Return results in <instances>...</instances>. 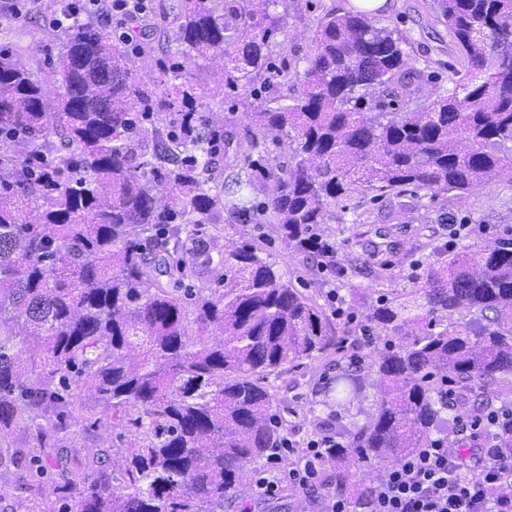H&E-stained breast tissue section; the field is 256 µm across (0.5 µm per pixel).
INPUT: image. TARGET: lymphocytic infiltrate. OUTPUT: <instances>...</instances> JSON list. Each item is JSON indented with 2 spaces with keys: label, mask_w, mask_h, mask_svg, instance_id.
I'll use <instances>...</instances> for the list:
<instances>
[{
  "label": "lymphocytic infiltrate",
  "mask_w": 512,
  "mask_h": 512,
  "mask_svg": "<svg viewBox=\"0 0 512 512\" xmlns=\"http://www.w3.org/2000/svg\"><path fill=\"white\" fill-rule=\"evenodd\" d=\"M511 424V402L459 417L458 435L486 444L476 476L463 474L456 450L447 440L434 439L389 469L359 503L340 493L324 494L323 512H356L360 507L365 512H512V493L494 498L488 494L489 488L512 484V454L499 446L501 429ZM336 445L330 432L302 447L281 438L271 467L255 480L257 494L273 497L288 483L304 495L315 494L322 484L326 451Z\"/></svg>",
  "instance_id": "lymphocytic-infiltrate-1"
}]
</instances>
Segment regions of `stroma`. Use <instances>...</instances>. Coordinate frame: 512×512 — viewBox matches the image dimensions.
I'll use <instances>...</instances> for the list:
<instances>
[{
	"label": "stroma",
	"instance_id": "stroma-1",
	"mask_svg": "<svg viewBox=\"0 0 512 512\" xmlns=\"http://www.w3.org/2000/svg\"><path fill=\"white\" fill-rule=\"evenodd\" d=\"M348 0H279L277 12L285 15L287 26L278 45L271 48L272 69L257 82L251 96L253 107H261L271 96L290 99L302 85L298 73L306 67L312 37L327 14H345ZM179 0H151L149 16L162 33L154 42L151 63H136L132 79L150 83L158 62L176 58L178 45L165 35L178 12ZM52 10L45 0H27L23 16L15 22L0 21V49L17 43L33 48L36 56L56 57L59 31L52 25ZM380 25L399 30L407 39V65L424 70L427 79L420 90L421 102L435 100L452 90V71L458 65L457 50L448 29L437 22L432 0H389L378 14ZM221 59L198 69L201 85L212 89L211 105L224 120V137L232 143L260 138L251 115L238 108L233 96L223 94L217 81ZM335 219L322 225L321 232L334 247L336 270L317 264L303 252L284 243L275 227L254 213L249 224L239 215L225 214L224 229L213 236L203 228L198 237L221 251L231 250L240 228H248L249 238L260 245L274 262L283 279L313 299L329 307V292L356 316L355 322L335 320L339 334L347 336L343 352H328L315 360L287 367L277 381V401L273 412L292 441L302 444L316 437L321 428L335 432L338 441L349 442L358 427L368 422L376 409L377 389L371 364L386 343L408 342L406 333L370 324L372 304L383 296L408 292L421 284L427 271L444 262L449 252H463L512 236V184L495 182L476 187L464 196L445 193L436 197L406 191L380 194L359 190L337 201ZM462 225L460 236H450L448 227ZM365 289L364 299L355 298L352 287ZM343 371L364 381L362 396L350 405H325L329 382ZM254 473H247L239 493L224 500V512H321L320 501H308L297 490H281L277 497H258Z\"/></svg>",
	"mask_w": 512,
	"mask_h": 512
}]
</instances>
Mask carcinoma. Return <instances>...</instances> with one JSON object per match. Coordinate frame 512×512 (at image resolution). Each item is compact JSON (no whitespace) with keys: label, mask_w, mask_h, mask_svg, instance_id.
Masks as SVG:
<instances>
[{"label":"carcinoma","mask_w":512,"mask_h":512,"mask_svg":"<svg viewBox=\"0 0 512 512\" xmlns=\"http://www.w3.org/2000/svg\"><path fill=\"white\" fill-rule=\"evenodd\" d=\"M52 2L64 28L48 71L21 61L27 48L0 51V474L59 476L55 495L36 490L20 512H223L281 439L265 382L348 337L260 246L245 240L217 261L193 246L200 228L223 230L224 211L251 210L258 191L250 177L217 175L224 121L181 71L152 87L130 81L133 57L111 33ZM278 2L180 0V54L194 67L222 58L230 92L254 85L285 28ZM433 10L465 70L449 94L419 104L425 74L405 68V38L357 11L320 22L299 96L254 113L265 137L295 132V164L265 173L274 189L261 211L326 266L320 226L359 188L461 196L512 182V0H434ZM138 23L144 60L151 24ZM168 103L181 109L163 134L154 115ZM153 231L149 252L138 237ZM215 261L217 287L179 294ZM462 311L483 323L454 319ZM370 321L418 338L373 361L377 409L329 449L341 484L424 447L446 383L512 374V240L448 254L422 285L377 300ZM76 387L101 406L91 425L128 430L132 453L85 454L72 438ZM357 390L351 375L336 378L341 399Z\"/></svg>","instance_id":"cac0c4a2"}]
</instances>
